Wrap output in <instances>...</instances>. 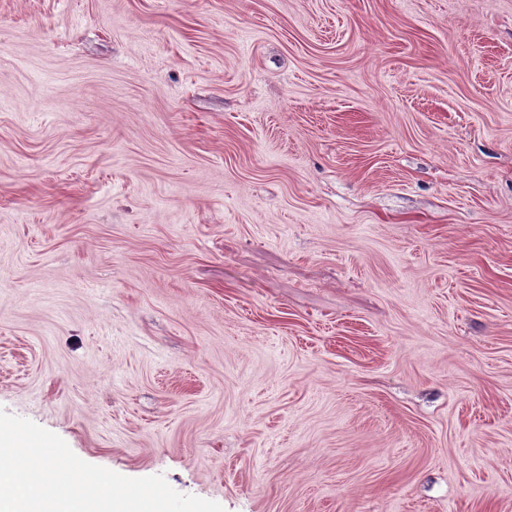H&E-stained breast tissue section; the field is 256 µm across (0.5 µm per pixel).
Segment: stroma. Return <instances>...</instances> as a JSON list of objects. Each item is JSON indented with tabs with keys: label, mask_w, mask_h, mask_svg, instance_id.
<instances>
[{
	"label": "stroma",
	"mask_w": 512,
	"mask_h": 512,
	"mask_svg": "<svg viewBox=\"0 0 512 512\" xmlns=\"http://www.w3.org/2000/svg\"><path fill=\"white\" fill-rule=\"evenodd\" d=\"M0 409L224 512H512V0H0Z\"/></svg>",
	"instance_id": "35a3bbf8"
}]
</instances>
